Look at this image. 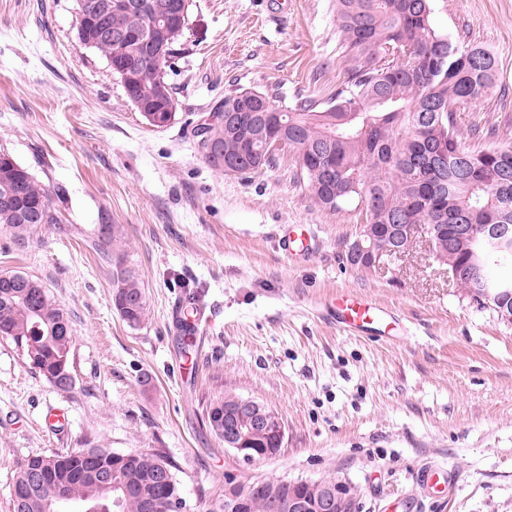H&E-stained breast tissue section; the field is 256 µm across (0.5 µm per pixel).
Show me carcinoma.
Listing matches in <instances>:
<instances>
[{"label":"carcinoma","instance_id":"cac0c4a2","mask_svg":"<svg viewBox=\"0 0 512 512\" xmlns=\"http://www.w3.org/2000/svg\"><path fill=\"white\" fill-rule=\"evenodd\" d=\"M432 0H336V37L351 62L346 78L325 102L299 99L289 109L272 97L240 88L224 95V111L244 117L255 112H278L288 125V150L306 180L316 206L339 212L348 207L364 214V223L378 228L377 247L391 248L397 238L389 224H471L476 236L448 247V236L433 241L430 253L447 260L445 267L471 273L450 280L468 300L487 308L480 299L485 288L512 293V247L504 249L486 239L485 224L512 226V143L472 146L467 139L486 140L495 130L479 126L463 133L456 109L483 97L496 80L495 56L480 46L453 43L432 22ZM147 24L145 10L114 13L111 26L128 31ZM135 88L148 89L159 77L156 64L136 45L126 48ZM213 120L203 128L207 140L220 145V157L241 159L239 174L273 167L277 155L256 141L244 152L240 140ZM35 206L36 220L14 218L16 201ZM0 231L26 247L44 232L66 235L56 200L32 171L0 150ZM122 228L95 224L87 230L86 245L112 265L113 304L127 323H141L146 297L139 279L118 249ZM122 297L135 303L119 308ZM0 338L22 352L26 365L58 389L59 366L70 364L73 333L68 313L39 279L24 272L0 276ZM226 393L207 405L209 425L222 436ZM85 449L55 450L28 456L15 472L11 512H57L48 485L34 480L31 468L54 463L58 478L72 501L101 512H143L142 499L162 491L153 473L162 463L176 466L159 453L136 452L128 467L112 476V490L99 492L83 479ZM133 487L129 495L124 488Z\"/></svg>","mask_w":512,"mask_h":512}]
</instances>
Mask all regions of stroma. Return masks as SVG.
Masks as SVG:
<instances>
[{
	"instance_id": "35a3bbf8",
	"label": "stroma",
	"mask_w": 512,
	"mask_h": 512,
	"mask_svg": "<svg viewBox=\"0 0 512 512\" xmlns=\"http://www.w3.org/2000/svg\"><path fill=\"white\" fill-rule=\"evenodd\" d=\"M433 24L490 50L494 93L458 109L512 142V0H433ZM76 0H0V148L61 192L69 235L19 247L0 233V272L39 278L73 329V385L60 390L0 339V512L29 455L78 448L161 453L186 512H209L232 480L336 477L358 512H512V327L460 297L428 251L364 275L345 260L355 212L317 208L288 152L259 173L208 165L191 129L235 88L288 107L325 101L349 67L333 0H191L166 80L175 122L147 124L117 75L76 37ZM122 245L147 309L129 326L112 269L84 241L100 214ZM300 224L294 256L277 247ZM366 294L408 332L352 336L325 314L338 290ZM198 296L196 339L180 318ZM232 392L276 409L277 455L246 463L209 430L206 405ZM453 470L440 501L421 496L428 460Z\"/></svg>"
}]
</instances>
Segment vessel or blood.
Wrapping results in <instances>:
<instances>
[{"label":"vessel or blood","instance_id":"vessel-or-blood-1","mask_svg":"<svg viewBox=\"0 0 512 512\" xmlns=\"http://www.w3.org/2000/svg\"><path fill=\"white\" fill-rule=\"evenodd\" d=\"M324 311L338 327L357 336H379L382 325L395 318L387 306L350 290L327 298ZM417 481L427 496L434 497L448 490L455 474L433 462L419 470Z\"/></svg>","mask_w":512,"mask_h":512}]
</instances>
